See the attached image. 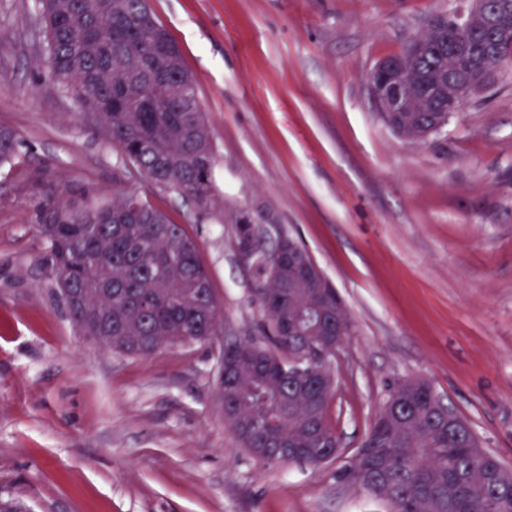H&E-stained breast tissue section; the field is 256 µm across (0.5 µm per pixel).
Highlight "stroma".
Here are the masks:
<instances>
[{
    "label": "stroma",
    "mask_w": 512,
    "mask_h": 512,
    "mask_svg": "<svg viewBox=\"0 0 512 512\" xmlns=\"http://www.w3.org/2000/svg\"><path fill=\"white\" fill-rule=\"evenodd\" d=\"M469 0H149L194 75L216 205L152 186L50 79L35 0H0V499L29 512H385L336 479L392 384L428 381L512 469V68L423 145L367 77ZM134 190L195 240L223 312L205 344L128 357L47 288L37 199ZM301 242L354 321L326 419L341 452L266 464L224 418L226 342L259 336L229 211Z\"/></svg>",
    "instance_id": "stroma-1"
}]
</instances>
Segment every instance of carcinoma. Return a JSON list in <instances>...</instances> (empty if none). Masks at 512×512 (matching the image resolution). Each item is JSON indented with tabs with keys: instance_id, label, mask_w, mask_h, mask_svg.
Wrapping results in <instances>:
<instances>
[{
	"instance_id": "1",
	"label": "carcinoma",
	"mask_w": 512,
	"mask_h": 512,
	"mask_svg": "<svg viewBox=\"0 0 512 512\" xmlns=\"http://www.w3.org/2000/svg\"><path fill=\"white\" fill-rule=\"evenodd\" d=\"M48 42V71L107 140L117 144L154 186L189 198L201 212L214 205V150L197 97L196 81L167 31L154 19L148 0H36ZM502 34L471 67L496 71L512 61V10ZM453 45L479 39V33L451 30ZM448 56L434 54L412 62L422 77L419 112L381 121L404 140L420 144L448 97L435 72ZM18 135L0 128V164L20 147ZM35 219L47 242L42 257L52 292L72 288L76 304L68 314L84 336L97 331L101 315L112 317V351L142 356L153 341L206 343L217 335L221 311L197 245L183 228L138 194L117 200L83 193H45ZM235 246L251 248L250 270L264 336L228 343L224 354L239 355L236 376L225 400L234 415L227 421L242 447L255 442L245 424L262 413L278 418L281 439L310 449L308 462L335 448L308 442L311 424L336 438L326 410L331 395L323 388L324 336L314 330L293 336L290 313L305 307L313 289L302 287L307 271L282 259L283 247L268 248L252 238V214H230ZM383 502L388 512H512V470L481 448L468 422L448 408L431 385L418 378L389 389L370 434L337 473Z\"/></svg>"
}]
</instances>
